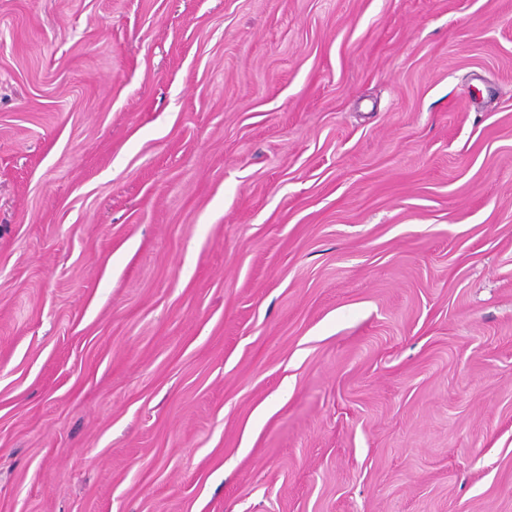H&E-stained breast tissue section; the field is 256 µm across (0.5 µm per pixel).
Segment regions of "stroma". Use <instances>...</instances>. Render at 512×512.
<instances>
[{
    "instance_id": "35a3bbf8",
    "label": "stroma",
    "mask_w": 512,
    "mask_h": 512,
    "mask_svg": "<svg viewBox=\"0 0 512 512\" xmlns=\"http://www.w3.org/2000/svg\"><path fill=\"white\" fill-rule=\"evenodd\" d=\"M0 512H512V0H0Z\"/></svg>"
}]
</instances>
